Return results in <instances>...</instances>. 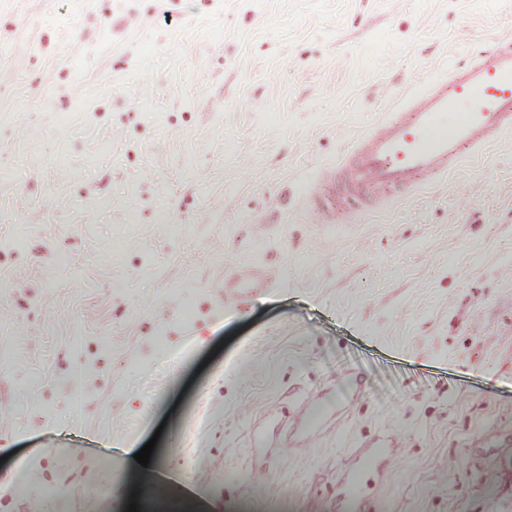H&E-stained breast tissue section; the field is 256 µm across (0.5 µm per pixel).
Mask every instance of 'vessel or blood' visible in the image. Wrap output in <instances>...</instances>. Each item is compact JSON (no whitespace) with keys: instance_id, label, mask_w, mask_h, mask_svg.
<instances>
[{"instance_id":"1","label":"vessel or blood","mask_w":512,"mask_h":512,"mask_svg":"<svg viewBox=\"0 0 512 512\" xmlns=\"http://www.w3.org/2000/svg\"><path fill=\"white\" fill-rule=\"evenodd\" d=\"M509 129L512 37L506 36L448 77L424 82L360 138L331 177L346 198L376 200L387 191L403 198L417 180L454 169ZM256 277L255 269L238 270L225 305L241 307ZM291 417L303 430V447H313L328 421L321 392L309 391L296 401ZM401 453L393 438L354 449L336 484L341 512H372L370 478Z\"/></svg>"}]
</instances>
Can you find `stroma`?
<instances>
[{"label": "stroma", "mask_w": 512, "mask_h": 512, "mask_svg": "<svg viewBox=\"0 0 512 512\" xmlns=\"http://www.w3.org/2000/svg\"><path fill=\"white\" fill-rule=\"evenodd\" d=\"M506 34L512 0H0V512H338L386 436L373 512H512V133L404 203L305 196ZM314 388L340 429L283 449ZM256 271L252 268H242L236 272V289L224 292V306L241 309L243 299L256 288ZM401 442L385 438L376 444L355 448L336 483V501L342 512H372L369 491L372 475H381L384 465L401 457Z\"/></svg>", "instance_id": "1"}]
</instances>
